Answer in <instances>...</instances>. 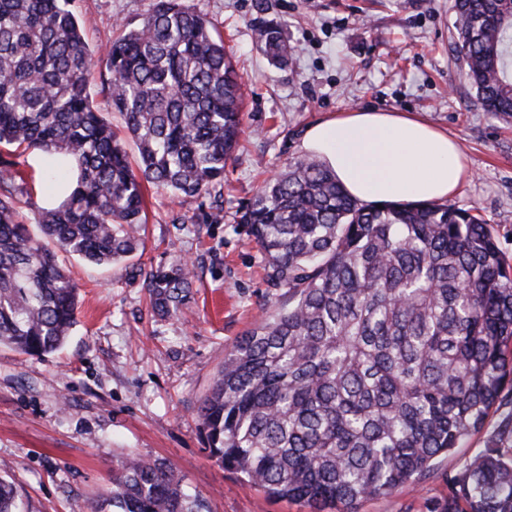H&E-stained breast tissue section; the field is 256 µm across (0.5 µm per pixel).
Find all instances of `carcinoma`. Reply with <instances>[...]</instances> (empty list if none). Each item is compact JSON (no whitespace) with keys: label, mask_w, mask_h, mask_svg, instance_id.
<instances>
[{"label":"carcinoma","mask_w":512,"mask_h":512,"mask_svg":"<svg viewBox=\"0 0 512 512\" xmlns=\"http://www.w3.org/2000/svg\"><path fill=\"white\" fill-rule=\"evenodd\" d=\"M69 2L0 0V146L11 148L0 155V346L38 357L78 324L79 288L59 253L98 266L132 257L145 185L211 195L243 132L242 82L224 41L181 0H155L103 53L102 91L137 145L132 167L89 94L92 55ZM452 9L454 51L480 104L511 117L512 0ZM257 42L273 59L288 54L272 26ZM16 149L40 152L47 177L73 173L59 203L36 208L41 240L11 195L26 181ZM237 223L250 225L267 283L287 299L225 354L200 404L224 468L312 512H355L425 479L500 406L512 387V267L473 210L364 205L321 161L300 158ZM192 279L181 260L144 273L153 308L174 314ZM510 436L512 413L430 512H512ZM17 497L0 478V512H16ZM112 509L203 512L173 466L132 454L112 471Z\"/></svg>","instance_id":"carcinoma-1"}]
</instances>
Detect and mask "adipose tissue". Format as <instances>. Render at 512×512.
Here are the masks:
<instances>
[{
	"mask_svg": "<svg viewBox=\"0 0 512 512\" xmlns=\"http://www.w3.org/2000/svg\"><path fill=\"white\" fill-rule=\"evenodd\" d=\"M306 146L365 203L445 200L469 175L453 138L400 112L337 113L309 130Z\"/></svg>",
	"mask_w": 512,
	"mask_h": 512,
	"instance_id": "ef3b65f1",
	"label": "adipose tissue"
}]
</instances>
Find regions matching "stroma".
<instances>
[{
    "mask_svg": "<svg viewBox=\"0 0 512 512\" xmlns=\"http://www.w3.org/2000/svg\"><path fill=\"white\" fill-rule=\"evenodd\" d=\"M155 0H74L94 52L134 28ZM207 15L244 86V132L224 169V218L207 198L146 191L147 229L137 263L146 270L191 263L195 278L174 316L152 309L128 267L61 260L80 288L79 323L61 351L28 356L0 347V477L13 482L21 512H111L112 467L124 453L176 467L207 512H311L251 486L212 457L198 408L224 355L272 312L263 256L238 212L273 174L305 157L316 123L346 110L406 112L445 131L470 177L450 202L474 208L512 263V120L484 111L452 51V0H182ZM279 26L292 47L271 61L257 29ZM33 182L17 185L26 224L55 203L43 157L22 155ZM506 392L483 429L439 457L432 474L357 512H429L446 478L487 441Z\"/></svg>",
    "mask_w": 512,
    "mask_h": 512,
    "instance_id": "35a3bbf8",
    "label": "stroma"
}]
</instances>
